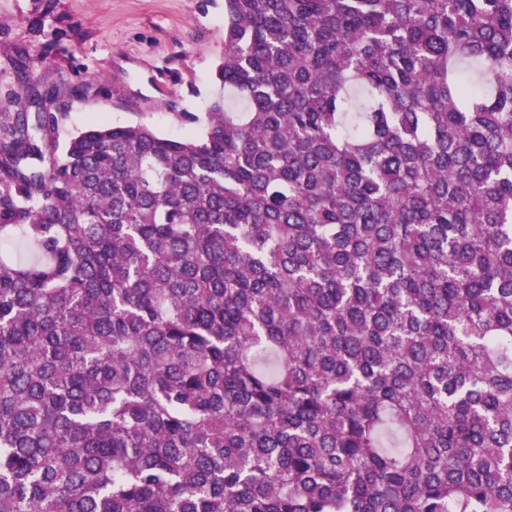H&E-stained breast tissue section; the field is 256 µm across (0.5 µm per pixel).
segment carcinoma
Masks as SVG:
<instances>
[{
    "mask_svg": "<svg viewBox=\"0 0 512 512\" xmlns=\"http://www.w3.org/2000/svg\"><path fill=\"white\" fill-rule=\"evenodd\" d=\"M14 66L0 512H512V0H224L179 138Z\"/></svg>",
    "mask_w": 512,
    "mask_h": 512,
    "instance_id": "1",
    "label": "carcinoma"
}]
</instances>
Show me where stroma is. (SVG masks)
Listing matches in <instances>:
<instances>
[{
	"label": "stroma",
	"mask_w": 512,
	"mask_h": 512,
	"mask_svg": "<svg viewBox=\"0 0 512 512\" xmlns=\"http://www.w3.org/2000/svg\"><path fill=\"white\" fill-rule=\"evenodd\" d=\"M29 73L61 91L67 132L141 120L184 134L176 112H207L222 89L224 0H0V102Z\"/></svg>",
	"instance_id": "stroma-1"
}]
</instances>
